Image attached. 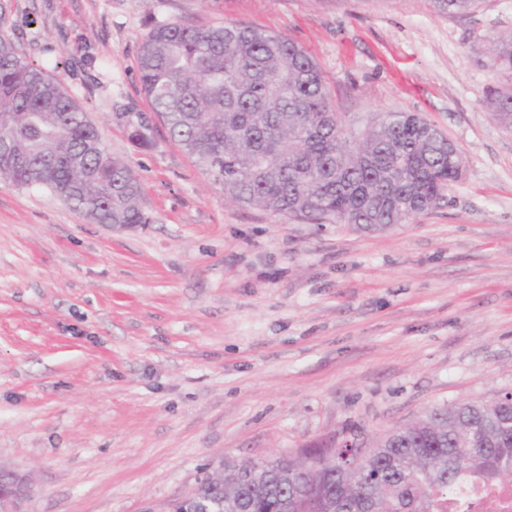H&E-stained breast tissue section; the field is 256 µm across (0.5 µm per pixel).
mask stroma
<instances>
[{
	"label": "stroma",
	"mask_w": 512,
	"mask_h": 512,
	"mask_svg": "<svg viewBox=\"0 0 512 512\" xmlns=\"http://www.w3.org/2000/svg\"><path fill=\"white\" fill-rule=\"evenodd\" d=\"M232 22L316 59L337 111L420 112L461 179L406 224H307L228 202L152 114L137 55L160 24ZM0 29L59 78L140 179L148 224H95L0 181V464L28 512H169L205 463L372 440L512 391V130L479 64L512 0H9ZM138 115V113L128 112L126 109H119V112L112 113V117L115 122L120 125H125L131 129L132 138L143 146L151 145L153 140V128L150 127V121L146 115L141 114L140 120L150 126L139 123L137 118L136 120L133 119V117H137Z\"/></svg>",
	"instance_id": "1"
}]
</instances>
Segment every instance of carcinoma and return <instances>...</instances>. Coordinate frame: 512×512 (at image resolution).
Listing matches in <instances>:
<instances>
[{"label":"carcinoma","mask_w":512,"mask_h":512,"mask_svg":"<svg viewBox=\"0 0 512 512\" xmlns=\"http://www.w3.org/2000/svg\"><path fill=\"white\" fill-rule=\"evenodd\" d=\"M476 0H436L448 12ZM479 62L512 77V35ZM140 81L170 137L236 205L308 224H405L436 207L463 157L409 112H379L364 130L336 111L313 56L288 37L224 23L153 28ZM493 117L512 129V88L489 92ZM122 109L113 120L143 146L153 128ZM0 179L43 188L95 224H148L142 187L102 146L96 125L59 79L28 61L0 31ZM512 466V392L487 402L431 407L369 445L330 441L288 460L224 463L172 512H448V494L473 480L501 484Z\"/></svg>","instance_id":"obj_1"}]
</instances>
